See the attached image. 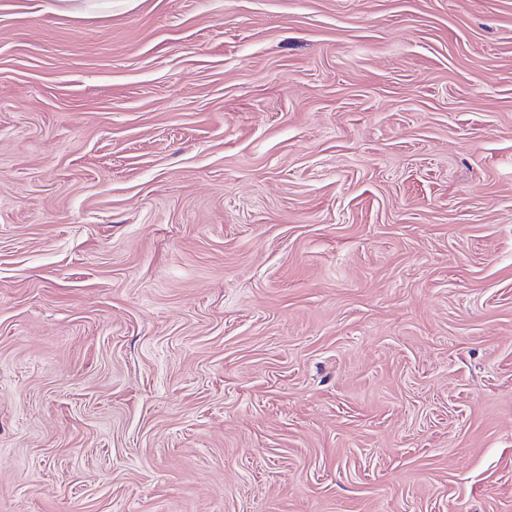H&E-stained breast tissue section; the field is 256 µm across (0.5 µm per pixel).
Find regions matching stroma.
<instances>
[{
  "label": "stroma",
  "mask_w": 512,
  "mask_h": 512,
  "mask_svg": "<svg viewBox=\"0 0 512 512\" xmlns=\"http://www.w3.org/2000/svg\"><path fill=\"white\" fill-rule=\"evenodd\" d=\"M0 512H512V0H0Z\"/></svg>",
  "instance_id": "obj_1"
}]
</instances>
